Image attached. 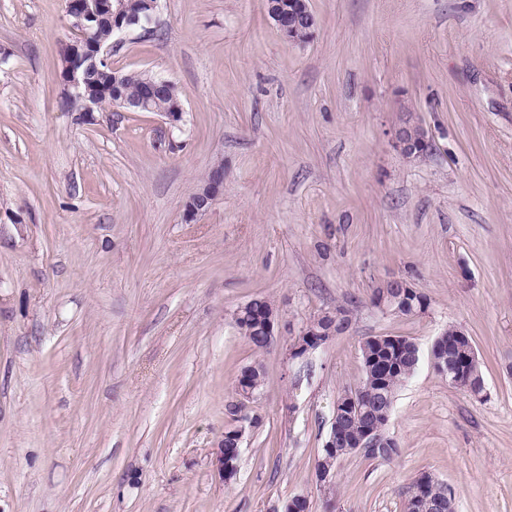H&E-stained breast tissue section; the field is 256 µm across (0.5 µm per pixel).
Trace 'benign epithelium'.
<instances>
[{
	"instance_id": "7a95c632",
	"label": "benign epithelium",
	"mask_w": 512,
	"mask_h": 512,
	"mask_svg": "<svg viewBox=\"0 0 512 512\" xmlns=\"http://www.w3.org/2000/svg\"><path fill=\"white\" fill-rule=\"evenodd\" d=\"M124 0H81L75 8H68L67 15L76 33L75 38L66 47L70 58L69 72L63 84L67 89L66 98L80 102V112L86 116L99 110L96 96L83 91L82 73L90 66L108 63L112 46L97 45L92 41V32L101 22H108L115 35L125 34L140 27L139 20L123 12ZM267 13L279 33L291 42L303 44L311 40L317 27L316 17L309 0H266ZM172 81L156 76L149 83L150 91L138 99L120 97L113 101L116 112H151V103L167 95ZM423 126L415 114L405 111L392 132V143L408 159L426 156L431 144L428 136L418 137L417 132ZM224 191V169L214 168L210 179L200 185L184 205L186 220L192 221L205 214L214 201ZM385 290L376 309L383 313L392 311L394 305L404 299V289L412 287L407 281L393 279L383 284ZM336 336V326L323 329L319 318L306 320L293 334L289 355L301 358L322 347ZM357 406L355 394L345 392L336 399L331 427L325 438L323 448L331 457L338 452H347L351 448H378L382 446L379 430L371 424L364 425L362 433L355 441L348 442L342 434V423L351 418Z\"/></svg>"
}]
</instances>
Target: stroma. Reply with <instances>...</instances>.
Returning a JSON list of instances; mask_svg holds the SVG:
<instances>
[{"instance_id": "obj_1", "label": "stroma", "mask_w": 512, "mask_h": 512, "mask_svg": "<svg viewBox=\"0 0 512 512\" xmlns=\"http://www.w3.org/2000/svg\"><path fill=\"white\" fill-rule=\"evenodd\" d=\"M314 38L265 0H159L115 40L113 69L173 81L182 121L82 120L58 72L65 0H0V512H404L427 472L457 512H512V0H311ZM432 144L391 143L403 109ZM224 193L185 200L215 166ZM400 278L425 314L372 307ZM267 296L257 350L233 312ZM346 306L352 326L304 358L290 333ZM463 327L485 391L429 362L398 392L400 453L352 454L333 490L314 463L368 336L421 353ZM264 390L241 401L248 365ZM248 416L236 478L213 463ZM309 1L266 0L268 16L288 41L303 44L314 37L317 24ZM224 191V168H214L210 179L200 185L184 205L186 220L192 221L205 214ZM272 305L274 304L267 297L260 295L255 296L243 305L247 308L250 307L254 316L248 322L238 323L236 328L239 334L257 350H264L270 347L271 344L268 345L266 340L272 343L275 336L278 335L280 318L273 310L264 317L263 326L262 317L265 311L269 310ZM263 335L266 336V340L263 338Z\"/></svg>"}]
</instances>
